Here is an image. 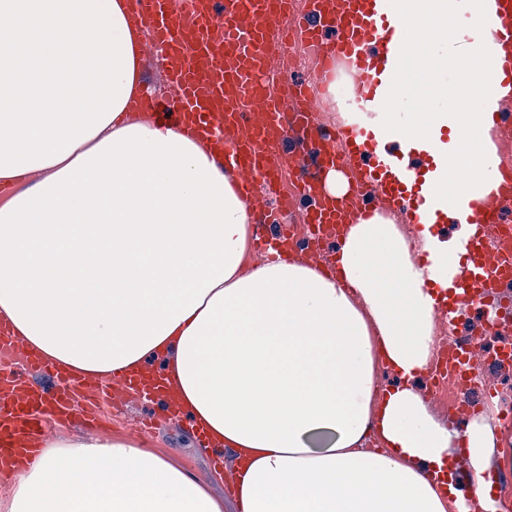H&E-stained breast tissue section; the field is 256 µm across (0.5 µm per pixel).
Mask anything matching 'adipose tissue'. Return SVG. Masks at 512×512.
Segmentation results:
<instances>
[{
	"label": "adipose tissue",
	"mask_w": 512,
	"mask_h": 512,
	"mask_svg": "<svg viewBox=\"0 0 512 512\" xmlns=\"http://www.w3.org/2000/svg\"><path fill=\"white\" fill-rule=\"evenodd\" d=\"M376 7L433 31L404 29L398 74L378 89L394 105L411 72L432 78L441 109L402 129L437 160L424 194L447 204L448 161L461 157L475 168L457 191L478 193L498 165L484 115L512 107L490 71L512 54L487 23L496 0ZM462 8L479 23L471 42L446 35ZM147 35L128 0H0V182L35 178L0 204V315L77 377L161 362L173 403L234 450L241 512H500L491 426L442 425L417 384L464 243L441 249L422 231L425 266L377 215L341 236V280L296 259L242 272L251 216L231 175L208 144L128 110ZM477 56L488 69L447 82L449 63ZM459 444L475 487L452 469ZM0 512H224V501L133 440L46 438Z\"/></svg>",
	"instance_id": "adipose-tissue-1"
}]
</instances>
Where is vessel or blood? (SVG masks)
Returning <instances> with one entry per match:
<instances>
[{
	"label": "vessel or blood",
	"instance_id": "vessel-or-blood-1",
	"mask_svg": "<svg viewBox=\"0 0 512 512\" xmlns=\"http://www.w3.org/2000/svg\"><path fill=\"white\" fill-rule=\"evenodd\" d=\"M129 4L132 14L148 27L153 44L162 48L161 67L176 91L166 103L141 91L131 111L147 112L154 122L212 140L220 164L233 174L236 190L251 210L256 255L318 257L323 245L341 235L351 219H367L393 208L406 210L413 221L425 216L436 224L459 223L461 213L469 210L480 225L466 247L479 264L458 269L456 281L462 292L457 301L512 308L501 293L512 283L505 275L512 250L504 246L501 233L492 230L512 207V190H505L503 181L488 183L472 197L452 198L444 211L433 208L422 195L398 187L374 189V182L385 178L388 159L399 151V141L377 142L366 126L319 124L311 107L313 92L306 83H294L279 93L270 87L271 61L291 49L293 40L301 39L316 47L324 71L344 68L356 78L359 94L351 109L371 111L377 87L371 71L396 69L389 45L401 33L404 20L378 12L374 0H309L308 11L293 26L286 20L291 0H129ZM312 150L318 153L320 171L345 172L349 181L345 196H328L318 173L305 168L299 173L297 191L284 190L283 172ZM301 201L307 208L305 238L266 223L270 203L292 208ZM480 350L479 343L460 340L437 364L438 375L458 384L448 401L449 410L465 414L476 410L472 393L479 371L469 361ZM0 356L25 366L21 372L0 366L2 479L19 463L35 457L43 419L94 428L101 414L99 380L78 379L54 365L14 336L11 324L2 318ZM111 380L113 400L130 395L155 398L161 404L160 419H181L170 403L163 370L119 372Z\"/></svg>",
	"mask_w": 512,
	"mask_h": 512
}]
</instances>
